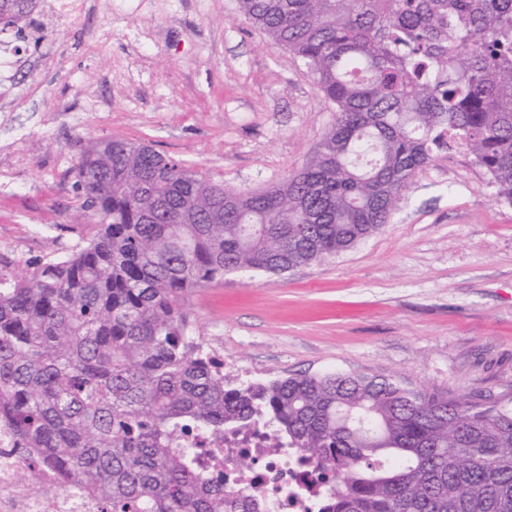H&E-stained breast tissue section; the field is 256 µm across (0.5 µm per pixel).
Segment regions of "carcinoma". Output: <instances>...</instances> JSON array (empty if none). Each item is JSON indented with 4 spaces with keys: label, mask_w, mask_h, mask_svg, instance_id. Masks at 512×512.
Listing matches in <instances>:
<instances>
[{
    "label": "carcinoma",
    "mask_w": 512,
    "mask_h": 512,
    "mask_svg": "<svg viewBox=\"0 0 512 512\" xmlns=\"http://www.w3.org/2000/svg\"><path fill=\"white\" fill-rule=\"evenodd\" d=\"M300 58L334 122L305 167L237 192L114 138L78 166L98 217L18 275L0 256V419L101 512H236L205 448L262 427L325 483V512H512V396L392 378L241 380L185 298L229 272L283 274L387 223L417 170L465 147L512 205V0H238ZM36 0H0L16 35Z\"/></svg>",
    "instance_id": "1"
}]
</instances>
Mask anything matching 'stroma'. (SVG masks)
I'll use <instances>...</instances> for the list:
<instances>
[{
  "label": "stroma",
  "mask_w": 512,
  "mask_h": 512,
  "mask_svg": "<svg viewBox=\"0 0 512 512\" xmlns=\"http://www.w3.org/2000/svg\"><path fill=\"white\" fill-rule=\"evenodd\" d=\"M0 254L70 252L83 150L119 137L241 192L300 171L335 109L237 0H85L76 21L5 36ZM209 348L250 380L385 376L451 396L512 394V205L463 148L419 170L387 224L281 275L235 272L187 297Z\"/></svg>",
  "instance_id": "35a3bbf8"
}]
</instances>
